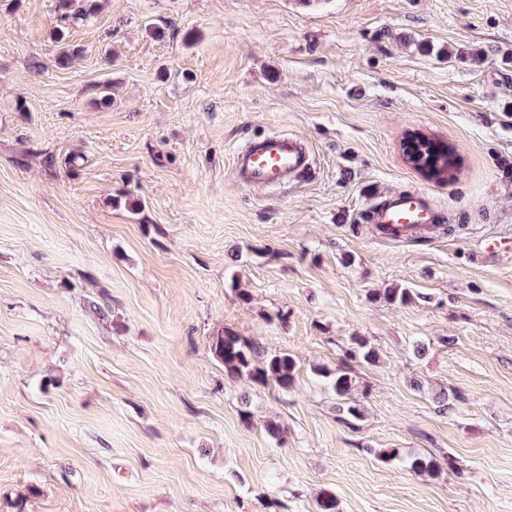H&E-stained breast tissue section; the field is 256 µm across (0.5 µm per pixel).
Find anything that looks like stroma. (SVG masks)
<instances>
[{"instance_id": "1", "label": "stroma", "mask_w": 512, "mask_h": 512, "mask_svg": "<svg viewBox=\"0 0 512 512\" xmlns=\"http://www.w3.org/2000/svg\"><path fill=\"white\" fill-rule=\"evenodd\" d=\"M411 131L455 147L452 181L405 162ZM277 132L312 175L238 185L235 152ZM415 189L449 222L380 242L365 211ZM489 237L512 238V0H106L67 24L0 0V512H315L325 488L339 512H512ZM222 327L294 355V389L228 379ZM345 362L357 420L310 371ZM346 352L352 359L367 364L376 363L378 357V352L365 336L350 337Z\"/></svg>"}]
</instances>
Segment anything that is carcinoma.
<instances>
[{"instance_id":"1","label":"carcinoma","mask_w":512,"mask_h":512,"mask_svg":"<svg viewBox=\"0 0 512 512\" xmlns=\"http://www.w3.org/2000/svg\"><path fill=\"white\" fill-rule=\"evenodd\" d=\"M100 0H57L60 20L66 22L80 16L89 17L96 13ZM415 293L410 288H387L383 299L388 302L405 304L413 300ZM209 349L213 357L224 366L229 379H246L261 386L272 385L282 392L294 387L299 373L296 360L286 352L269 351L259 344L238 335L230 329H221L209 337ZM347 354L358 362L376 363L378 352L365 336L349 338ZM314 373L328 379L336 397L348 399L353 387L351 367L344 364L330 371L322 365L313 367ZM410 468L419 473L435 476L439 473V463L432 456H419L412 459ZM317 512H338L335 494L323 489L316 498Z\"/></svg>"}]
</instances>
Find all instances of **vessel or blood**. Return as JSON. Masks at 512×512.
I'll return each mask as SVG.
<instances>
[{"label": "vessel or blood", "instance_id": "b4317fda", "mask_svg": "<svg viewBox=\"0 0 512 512\" xmlns=\"http://www.w3.org/2000/svg\"><path fill=\"white\" fill-rule=\"evenodd\" d=\"M312 159L307 145L298 138L278 133L246 140L233 164L234 178L242 186L271 189L310 173ZM446 213L426 191H394L372 205L365 220L376 236L396 244L411 240L444 223Z\"/></svg>", "mask_w": 512, "mask_h": 512}]
</instances>
